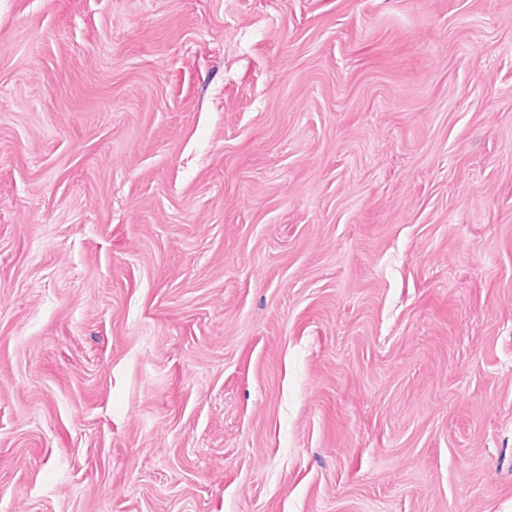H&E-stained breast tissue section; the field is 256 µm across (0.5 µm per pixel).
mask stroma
I'll use <instances>...</instances> for the list:
<instances>
[{"instance_id": "1", "label": "stroma", "mask_w": 512, "mask_h": 512, "mask_svg": "<svg viewBox=\"0 0 512 512\" xmlns=\"http://www.w3.org/2000/svg\"><path fill=\"white\" fill-rule=\"evenodd\" d=\"M0 512H512V0H0Z\"/></svg>"}]
</instances>
